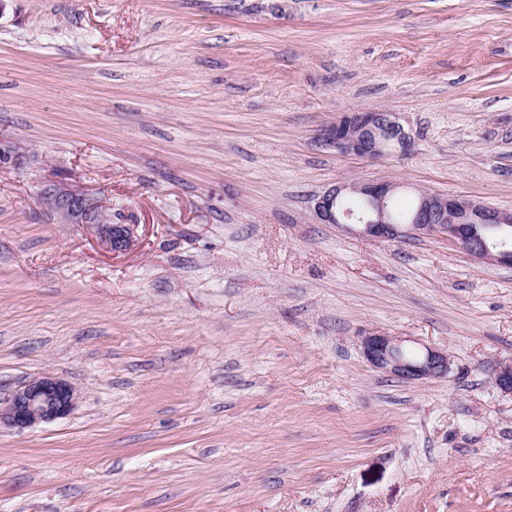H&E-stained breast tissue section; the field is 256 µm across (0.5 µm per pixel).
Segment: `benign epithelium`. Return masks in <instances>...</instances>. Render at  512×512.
Segmentation results:
<instances>
[{"label": "benign epithelium", "instance_id": "7a95c632", "mask_svg": "<svg viewBox=\"0 0 512 512\" xmlns=\"http://www.w3.org/2000/svg\"><path fill=\"white\" fill-rule=\"evenodd\" d=\"M322 140L339 154L373 159L388 153L404 156L413 147L410 134L396 115L382 110L346 113L324 130ZM401 188L402 184L387 180L338 185L316 199L314 212L323 224L346 225L350 216L340 209V202L356 198L363 202V207L355 223L373 237L396 240L414 232L436 233L476 260L512 266V212L464 197L421 192L412 220L398 224L387 203ZM45 191L61 223L95 225L114 253L132 246L131 225L112 223L88 194L59 185H49ZM361 347L374 368L402 379L440 378L452 368L451 357L434 348L426 347L416 356H408L404 340L395 336L369 333L362 337ZM493 382L512 393L511 362L495 369ZM75 399L76 390L66 380L35 377L7 398H0V427L25 429L54 421L71 412Z\"/></svg>", "mask_w": 512, "mask_h": 512}]
</instances>
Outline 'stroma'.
<instances>
[{"instance_id":"1","label":"stroma","mask_w":512,"mask_h":512,"mask_svg":"<svg viewBox=\"0 0 512 512\" xmlns=\"http://www.w3.org/2000/svg\"><path fill=\"white\" fill-rule=\"evenodd\" d=\"M395 113L409 155L322 131ZM0 512H512V268L323 224L342 183L512 211V0H0ZM66 183L134 243L59 223ZM448 353L375 369L365 334ZM404 342L395 336L369 333L362 337L361 347L374 368L402 379L420 381L448 375L452 368L448 353L425 347L409 357ZM75 388L66 380L39 376L0 398V429L30 428L68 415L74 407Z\"/></svg>"}]
</instances>
